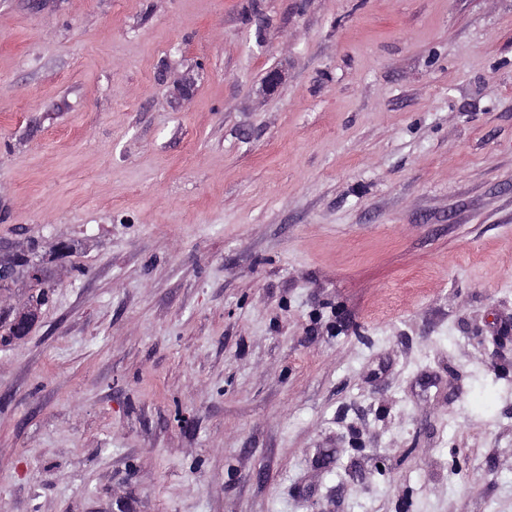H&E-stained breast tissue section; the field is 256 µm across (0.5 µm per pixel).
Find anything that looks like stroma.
Returning a JSON list of instances; mask_svg holds the SVG:
<instances>
[{
    "mask_svg": "<svg viewBox=\"0 0 512 512\" xmlns=\"http://www.w3.org/2000/svg\"><path fill=\"white\" fill-rule=\"evenodd\" d=\"M15 256L0 512H512V0H0ZM19 268L24 270L25 274L32 282L41 285V287H38L39 289L37 294L39 301H47L49 299L51 288H53L52 285L45 281L42 282L44 279L42 268L39 265H33L26 262L25 258L16 257L8 260H2L0 267L1 279H10L14 277Z\"/></svg>",
    "mask_w": 512,
    "mask_h": 512,
    "instance_id": "1",
    "label": "stroma"
}]
</instances>
